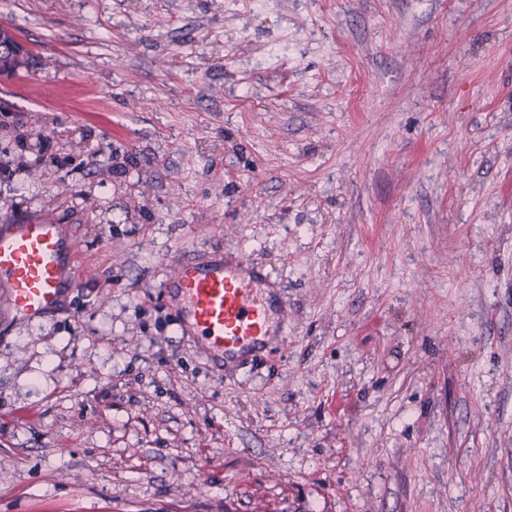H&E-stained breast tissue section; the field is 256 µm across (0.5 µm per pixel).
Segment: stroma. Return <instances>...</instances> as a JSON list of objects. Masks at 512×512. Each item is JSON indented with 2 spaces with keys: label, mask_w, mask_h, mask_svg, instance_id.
I'll return each instance as SVG.
<instances>
[{
  "label": "stroma",
  "mask_w": 512,
  "mask_h": 512,
  "mask_svg": "<svg viewBox=\"0 0 512 512\" xmlns=\"http://www.w3.org/2000/svg\"><path fill=\"white\" fill-rule=\"evenodd\" d=\"M0 25L36 58L0 80V162L39 163L0 216L53 215L82 268L0 335V512H512V0H0ZM219 248L288 306L230 375L161 289Z\"/></svg>",
  "instance_id": "stroma-1"
}]
</instances>
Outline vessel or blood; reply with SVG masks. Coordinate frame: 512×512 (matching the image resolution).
<instances>
[{
	"label": "vessel or blood",
	"mask_w": 512,
	"mask_h": 512,
	"mask_svg": "<svg viewBox=\"0 0 512 512\" xmlns=\"http://www.w3.org/2000/svg\"><path fill=\"white\" fill-rule=\"evenodd\" d=\"M79 272L76 243L55 218H0L1 317L28 322L53 313ZM164 291L174 300L180 327L224 367L243 365L280 333L272 321L286 307L280 286L243 251L215 250L180 262Z\"/></svg>",
	"instance_id": "b4317fda"
}]
</instances>
